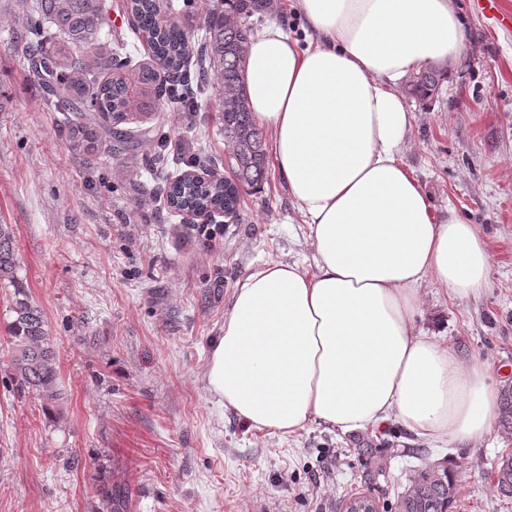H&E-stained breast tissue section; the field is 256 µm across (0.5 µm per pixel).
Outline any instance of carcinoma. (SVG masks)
I'll use <instances>...</instances> for the list:
<instances>
[{
    "label": "carcinoma",
    "instance_id": "cac0c4a2",
    "mask_svg": "<svg viewBox=\"0 0 512 512\" xmlns=\"http://www.w3.org/2000/svg\"><path fill=\"white\" fill-rule=\"evenodd\" d=\"M228 8L211 13L204 21L201 44L194 45L185 26L178 20H159V0H127V12L135 30L149 42L151 62L134 71L126 69L120 51L107 56L93 42L102 22L99 0H39L38 8L48 19L50 28L24 44L26 55L38 67L39 78L49 77V91L62 110L80 116L71 127L74 151L91 156L98 147L96 115L107 122L104 132L117 152L130 151L136 135L119 128L130 117L155 109L164 97L180 101L175 85L160 82L157 65L182 74L192 54L200 56L196 89L187 91L191 103L208 90V76L220 78L217 111L221 112L224 141L232 148L229 167L233 177L193 176L200 163L171 182L167 201L171 208L195 213H224L238 205L237 193L244 187H261L266 180V148L261 130L253 122L246 91L243 68L253 27L236 22L232 15L247 18L263 11L262 0H224ZM97 69L109 72L103 81L90 82L87 74ZM445 74L437 69L420 71L409 85L411 94L428 98L437 90ZM18 262L13 228L0 224V282L14 287L10 311L15 314L8 326L7 352L20 384L34 391L46 406L62 400L57 384L56 356L40 308L19 285ZM498 419L504 431H512V390L499 396ZM374 448L360 449L362 478L372 483L382 469L374 466ZM495 488L503 497L512 498V454L501 455L495 464ZM458 497L455 466H439L414 471L408 486L398 496L395 512H455Z\"/></svg>",
    "mask_w": 512,
    "mask_h": 512
}]
</instances>
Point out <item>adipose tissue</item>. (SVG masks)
Listing matches in <instances>:
<instances>
[{"mask_svg": "<svg viewBox=\"0 0 512 512\" xmlns=\"http://www.w3.org/2000/svg\"><path fill=\"white\" fill-rule=\"evenodd\" d=\"M306 44L272 22L243 74L255 122L309 229L315 268L278 262L236 289L212 342L207 389L259 431L317 422L355 432L396 420L428 443L487 435L486 368L417 325L420 289L490 281L478 229L437 218L403 153L416 121L399 84L457 57V0H294Z\"/></svg>", "mask_w": 512, "mask_h": 512, "instance_id": "ef3b65f1", "label": "adipose tissue"}]
</instances>
